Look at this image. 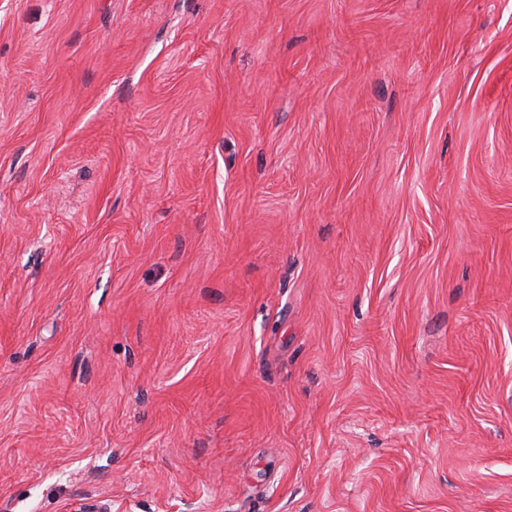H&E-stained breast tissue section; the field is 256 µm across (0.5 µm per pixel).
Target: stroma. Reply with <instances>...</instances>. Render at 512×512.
Instances as JSON below:
<instances>
[{
	"label": "stroma",
	"mask_w": 512,
	"mask_h": 512,
	"mask_svg": "<svg viewBox=\"0 0 512 512\" xmlns=\"http://www.w3.org/2000/svg\"><path fill=\"white\" fill-rule=\"evenodd\" d=\"M512 512V0H0V512Z\"/></svg>",
	"instance_id": "35a3bbf8"
}]
</instances>
